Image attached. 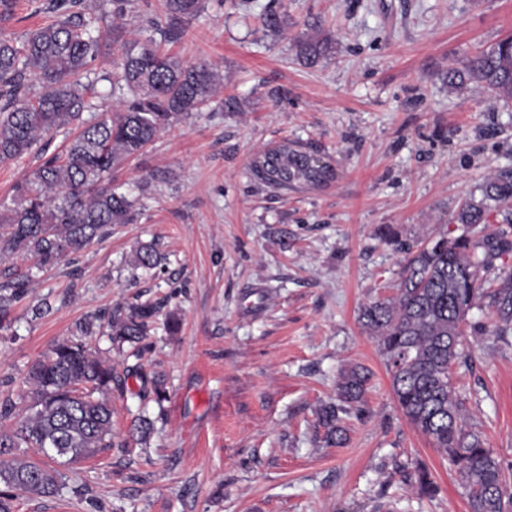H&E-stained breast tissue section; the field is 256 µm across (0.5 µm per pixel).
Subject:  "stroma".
<instances>
[{
	"label": "stroma",
	"instance_id": "35a3bbf8",
	"mask_svg": "<svg viewBox=\"0 0 512 512\" xmlns=\"http://www.w3.org/2000/svg\"><path fill=\"white\" fill-rule=\"evenodd\" d=\"M271 8L287 9L286 31L265 27ZM510 33L512 0H204L170 49L223 85L114 171L133 221L49 269L0 260L31 280L0 320V401L24 411L29 373L57 341L145 302L162 309L141 356L104 327L87 343L117 370L161 377L168 399L143 402L132 378L113 389L115 448L62 466L58 494H20L14 512H468L455 472L400 412L359 311L393 295L422 243L462 234L459 207L512 170V106L447 80ZM306 37L328 45L313 67L297 55ZM230 96L238 111H224ZM286 140L332 179L288 191L254 179L252 158ZM148 243L161 263L134 268ZM465 343L453 381L467 425L512 461V347ZM355 365L373 374L365 414H345V444L326 446L316 411ZM143 411L153 434L126 443ZM415 460L435 497L394 477Z\"/></svg>",
	"mask_w": 512,
	"mask_h": 512
}]
</instances>
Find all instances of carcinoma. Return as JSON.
Returning a JSON list of instances; mask_svg holds the SVG:
<instances>
[{
	"mask_svg": "<svg viewBox=\"0 0 512 512\" xmlns=\"http://www.w3.org/2000/svg\"><path fill=\"white\" fill-rule=\"evenodd\" d=\"M102 16L75 11L80 0H49L53 19L20 39L0 32V162L35 153L41 164L15 189L0 212V257L20 256L44 268L101 240L114 224H126L133 202L112 188V170L138 155L154 137L190 112L213 101L221 74L204 61L160 51L153 35L119 43L112 70L90 78L102 40L100 22L110 20L113 42L123 30L133 0H105ZM166 36L178 39L183 26L199 15L202 0H159ZM324 43H297L302 61L320 63ZM107 81L126 92L117 112L100 110L94 85ZM43 92H31L33 83ZM474 82L495 101L512 103V36L477 51L462 66L448 70L451 85ZM75 130L62 153L45 154L46 142ZM254 177L282 190L317 186L331 177L324 163L284 142L259 153ZM500 226L487 231L491 213ZM457 223L474 237L441 235L425 242L404 267L395 294L364 305L362 326L375 337L402 415L424 435L459 476L469 512H512V462L486 447L481 433L467 429L466 398L456 391L452 369L466 365L462 325L474 335L512 341V271L490 277L497 260L512 257V172L489 178L479 200L458 210ZM158 253L139 248L134 263L151 269ZM29 278L0 282V316L24 292ZM488 309L492 321L468 323L473 309ZM160 307L143 303L115 308L96 319L106 323L112 341L137 345ZM141 380L139 396L157 404L167 399L163 383L141 369H126ZM30 404L13 433H0V512H12L19 493L50 496L59 492L58 472L43 462L15 460L21 448H52L48 458L71 464L112 447V385H122L112 364L82 342L63 340L29 375ZM369 372L352 368L337 383V403L318 411L326 441L346 439L341 415L363 413ZM404 484L433 497L439 487L419 461L396 467Z\"/></svg>",
	"mask_w": 512,
	"mask_h": 512,
	"instance_id": "obj_1",
	"label": "carcinoma"
}]
</instances>
